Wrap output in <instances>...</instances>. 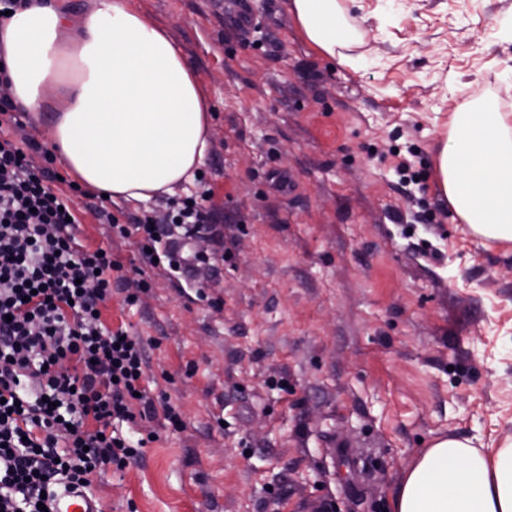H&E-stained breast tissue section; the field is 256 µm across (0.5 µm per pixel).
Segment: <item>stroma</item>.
<instances>
[{
    "label": "stroma",
    "instance_id": "stroma-1",
    "mask_svg": "<svg viewBox=\"0 0 512 512\" xmlns=\"http://www.w3.org/2000/svg\"><path fill=\"white\" fill-rule=\"evenodd\" d=\"M130 2L202 82L210 147L173 197L208 192L216 222L190 288L112 232L164 198L81 210L77 238L149 284L102 319L144 338L147 394L183 422L129 425L142 457L93 476L103 512H389L435 437H512V249L393 157L433 171L454 112L512 110V0H342L352 67L287 0H246L247 35L222 0Z\"/></svg>",
    "mask_w": 512,
    "mask_h": 512
}]
</instances>
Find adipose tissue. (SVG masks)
Listing matches in <instances>:
<instances>
[{
    "label": "adipose tissue",
    "mask_w": 512,
    "mask_h": 512,
    "mask_svg": "<svg viewBox=\"0 0 512 512\" xmlns=\"http://www.w3.org/2000/svg\"><path fill=\"white\" fill-rule=\"evenodd\" d=\"M308 43L350 47L339 0H290ZM9 98L52 112L51 149L109 200H147L194 183L210 117L195 71L168 32L128 0H94L79 18L31 0L0 19ZM441 192L483 243L512 245V114L485 102L454 113L436 158ZM391 512H512V440H434L400 480Z\"/></svg>",
    "instance_id": "obj_1"
}]
</instances>
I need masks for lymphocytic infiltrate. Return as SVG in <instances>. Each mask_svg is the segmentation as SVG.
I'll use <instances>...</instances> for the list:
<instances>
[{"label":"lymphocytic infiltrate","mask_w":512,"mask_h":512,"mask_svg":"<svg viewBox=\"0 0 512 512\" xmlns=\"http://www.w3.org/2000/svg\"><path fill=\"white\" fill-rule=\"evenodd\" d=\"M55 180L0 132V512H41L64 492L90 491L106 468L124 470L141 445L113 421L156 415L142 338L102 320L101 303L125 285L121 264L79 243L86 192ZM212 221L203 198L188 197L165 223L148 216L112 230L138 234L144 260L163 257L183 274L205 258L188 259L169 233L190 237Z\"/></svg>","instance_id":"lymphocytic-infiltrate-1"}]
</instances>
